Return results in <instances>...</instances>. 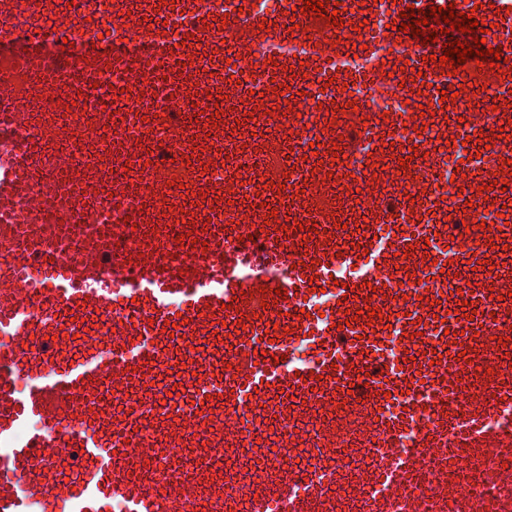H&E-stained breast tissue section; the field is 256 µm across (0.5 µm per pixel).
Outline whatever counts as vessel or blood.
<instances>
[{"label": "vessel or blood", "instance_id": "vessel-or-blood-1", "mask_svg": "<svg viewBox=\"0 0 512 512\" xmlns=\"http://www.w3.org/2000/svg\"><path fill=\"white\" fill-rule=\"evenodd\" d=\"M361 3L394 52L356 74L339 60L360 33L335 0L334 27L305 0L275 15L142 0L166 18L149 31L142 10L89 21L55 0H0V50L18 51L32 92L93 100L116 70L136 87L129 112L64 127L20 106L0 71V512H512V327L498 321L512 312L499 217L512 143L498 136L512 122V0H469L505 62L453 76L437 61L447 35L400 29L406 9L450 0ZM289 33L301 58H257ZM63 39L77 55L44 50ZM223 40L233 61L212 67ZM394 82L398 109H374L364 88ZM463 85L488 89L494 113L450 117ZM306 88L314 119L273 109ZM165 96L205 107L175 118L154 108ZM432 132L460 160L454 180ZM94 136L106 145L90 153ZM263 140L276 167L255 202L227 208L226 167ZM337 153L356 205L322 195ZM168 162L191 190L168 185ZM303 337L310 358L290 363ZM276 426L277 453L253 467Z\"/></svg>", "mask_w": 512, "mask_h": 512}]
</instances>
